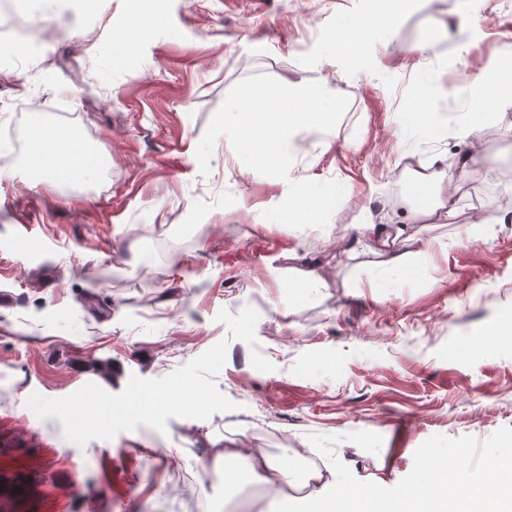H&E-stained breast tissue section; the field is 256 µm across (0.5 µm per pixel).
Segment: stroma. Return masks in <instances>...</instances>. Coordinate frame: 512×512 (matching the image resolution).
<instances>
[{"mask_svg": "<svg viewBox=\"0 0 512 512\" xmlns=\"http://www.w3.org/2000/svg\"><path fill=\"white\" fill-rule=\"evenodd\" d=\"M53 28L0 33V512H63L82 483L86 512H303L301 483L278 498L228 448L318 459L329 484L410 487L422 451L512 452V108L489 107L471 140L447 127L473 110L470 80L502 56L512 0H394L362 59L326 55L345 21L381 0H56ZM144 36L135 51L125 38ZM425 42L420 52L411 44ZM311 81L348 97L336 127L298 131L289 179L244 167L227 137L209 175L195 156L239 81ZM436 86V137L409 121ZM24 94H16L18 84ZM77 131L109 161L77 188L30 186L29 113ZM478 141L485 171L460 183L454 223H413L436 188L413 191L410 161L453 169ZM339 181L326 228L265 224L289 180ZM384 211L407 224L425 277L379 294L355 224ZM491 221L468 242L474 217ZM170 242L179 258H151ZM322 263L317 297L292 268ZM112 364L101 387L96 366ZM203 386L200 411L131 410L129 384ZM107 396L112 422L78 429V404ZM241 475L225 486L224 470ZM189 488L190 497L179 494Z\"/></svg>", "mask_w": 512, "mask_h": 512, "instance_id": "obj_1", "label": "stroma"}]
</instances>
